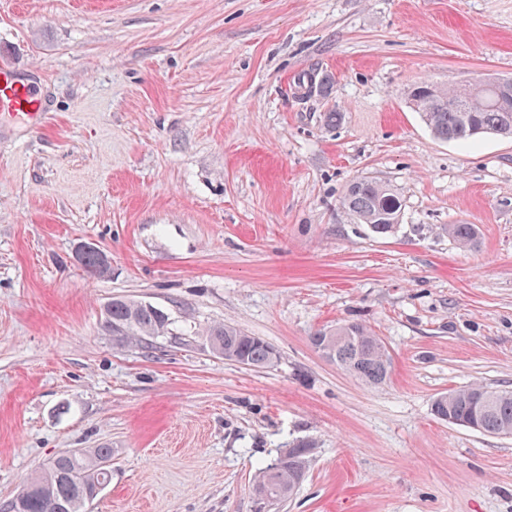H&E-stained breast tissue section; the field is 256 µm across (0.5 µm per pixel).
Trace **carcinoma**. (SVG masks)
I'll return each instance as SVG.
<instances>
[{"label": "carcinoma", "mask_w": 512, "mask_h": 512, "mask_svg": "<svg viewBox=\"0 0 512 512\" xmlns=\"http://www.w3.org/2000/svg\"><path fill=\"white\" fill-rule=\"evenodd\" d=\"M451 83L424 80L414 86L413 108L432 134L442 141L468 142L486 136H512V108L498 104L488 88L471 101L458 104ZM403 198L398 189L368 176L352 180L340 198L341 213L367 225L379 236L394 233L400 224ZM448 236L459 246L477 243L474 224H450ZM105 323L120 341L153 347L154 339L169 334L171 319L151 304L115 297L106 307ZM212 351L227 361L266 368L277 360V351L265 340L244 330L218 323L203 331ZM312 345L330 356L338 367L367 385L380 386L392 371L391 356L371 329L361 323H344L310 337ZM436 418L473 421L481 433H512V392L472 384L437 397L432 404ZM312 449L285 452L258 469L254 493L267 500L269 509L289 498L304 480ZM112 449L76 448L52 458L43 472L28 478L3 505V512H84L111 480L108 462Z\"/></svg>", "instance_id": "obj_1"}]
</instances>
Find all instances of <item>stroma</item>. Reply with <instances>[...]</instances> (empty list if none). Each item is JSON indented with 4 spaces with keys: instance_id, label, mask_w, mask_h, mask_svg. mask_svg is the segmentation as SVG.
Returning <instances> with one entry per match:
<instances>
[{
    "instance_id": "obj_1",
    "label": "stroma",
    "mask_w": 512,
    "mask_h": 512,
    "mask_svg": "<svg viewBox=\"0 0 512 512\" xmlns=\"http://www.w3.org/2000/svg\"><path fill=\"white\" fill-rule=\"evenodd\" d=\"M1 61L40 115L0 111V506L108 447L87 512H252L258 465L304 444L275 512H512V436L431 411L512 391V139L438 140L407 101L512 78V0H0ZM359 176L400 189L393 234L340 212ZM88 242L107 275L77 264ZM115 297L171 334L119 342ZM346 321L385 344L386 384L311 344ZM219 322L277 362L214 354ZM89 251H95L96 253H98L99 261H98L97 254L95 252L88 253L85 257V261L83 264V267L85 268V270L94 276H103L106 273H108L109 270H104V269H102V267L103 268L111 267L112 258L106 252H104L99 247H97L93 244H85V245L79 246L78 251L76 253V259H77L78 263H80L82 265L84 255H85V253H87Z\"/></svg>"
}]
</instances>
